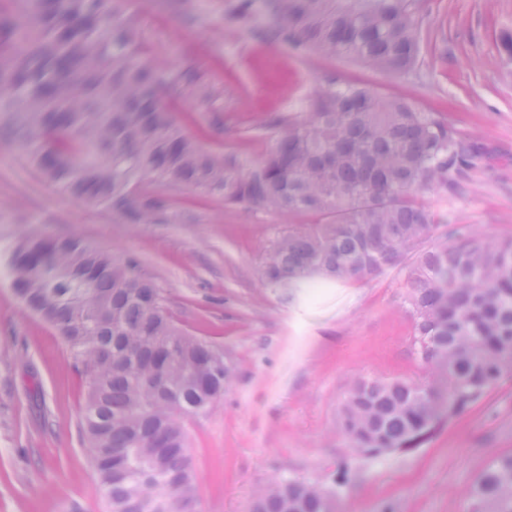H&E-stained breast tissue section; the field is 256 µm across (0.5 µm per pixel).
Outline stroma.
Here are the masks:
<instances>
[{"instance_id": "stroma-1", "label": "stroma", "mask_w": 512, "mask_h": 512, "mask_svg": "<svg viewBox=\"0 0 512 512\" xmlns=\"http://www.w3.org/2000/svg\"><path fill=\"white\" fill-rule=\"evenodd\" d=\"M239 0H188L194 22L167 0H131L149 57L194 65L212 102L175 112L205 145L235 157L239 173L272 149L270 115L310 110L329 82L352 81L402 97L483 145L488 158L448 199L423 205L476 234L512 237V0H419L421 40L413 72L397 78L345 58L259 36L269 18L237 12ZM172 224L124 216L58 192L0 140V512H106L80 433L86 378L63 339L28 313L7 269L10 246L38 230L77 236L135 260L182 329L221 348L233 376L223 397L187 421L198 475V512H250L272 478L336 493V512H468L467 491L498 456L512 453V375L415 447L355 455L339 429L341 404L359 379H403L443 392V374L411 347L414 323L402 267L306 293L267 287L261 263L305 214H277L190 188L169 191Z\"/></svg>"}]
</instances>
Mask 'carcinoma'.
<instances>
[{
  "instance_id": "cac0c4a2",
  "label": "carcinoma",
  "mask_w": 512,
  "mask_h": 512,
  "mask_svg": "<svg viewBox=\"0 0 512 512\" xmlns=\"http://www.w3.org/2000/svg\"><path fill=\"white\" fill-rule=\"evenodd\" d=\"M131 0H0V127L34 169L77 201L133 224L177 218L159 189L187 187L313 223L277 239L262 265L271 288L369 280L408 260L414 349L437 366L438 394L405 380H358L340 429L366 456L425 440L512 373V238L440 231L417 195L442 198L479 171L482 154L447 123L362 84L330 83L307 118L276 117L274 148L245 174L235 158L185 133L165 85L210 100L192 70L143 56ZM263 37L300 54L343 56L396 77L419 52L416 0H263ZM9 267L24 306L66 343L88 380L81 425L109 512H195L196 470L184 420L207 410L230 378L223 351L179 328L134 261L83 239L33 231ZM335 494L272 479L250 512H334ZM469 512H512V455L469 492Z\"/></svg>"
}]
</instances>
